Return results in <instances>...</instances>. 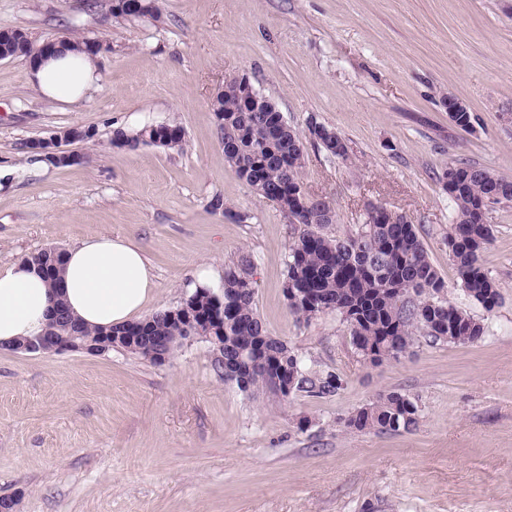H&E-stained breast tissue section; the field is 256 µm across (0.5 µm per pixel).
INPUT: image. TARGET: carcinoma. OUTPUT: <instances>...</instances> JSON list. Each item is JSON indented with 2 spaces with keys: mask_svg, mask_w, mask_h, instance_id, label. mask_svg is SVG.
<instances>
[{
  "mask_svg": "<svg viewBox=\"0 0 512 512\" xmlns=\"http://www.w3.org/2000/svg\"><path fill=\"white\" fill-rule=\"evenodd\" d=\"M215 113L222 132L221 144L235 173L262 197L276 198L279 210L300 232L288 247L284 295L295 294L290 311L307 320L325 312H336L346 323L354 348L372 364L395 359L421 332L434 341L474 343L485 335V327L470 313L445 297V282L434 267L419 238L416 226L402 217L392 220L383 209L367 215L361 228L344 237H332L321 228L335 221L334 210L301 191L306 166L304 137L290 128L280 112H247L237 90L228 86L218 100ZM321 123L310 122L309 132L325 153L333 152L321 131ZM68 143L89 141L95 131L82 127L60 130ZM112 142L136 148L141 144L169 149L185 143L179 125L160 124L137 130L118 129ZM439 181L444 183L455 205V224L448 236V256L462 288L485 308H492L499 291L495 279L480 263V253L492 239V227L483 209L491 199L512 198V181L493 180L485 171L465 162H450ZM62 248H45L27 256L49 284L58 287ZM251 264L224 271V315L213 317L218 298L208 287H199L184 300L197 312L188 323L164 309L148 318L109 330L79 324L85 340L96 343L113 337L125 352L155 362L157 344L166 342V355L192 336L209 331L224 336V358L243 352L236 364L238 388L288 399L282 385L329 395L341 388L338 375L309 376L304 356L287 342L270 335L256 309V290ZM417 404L406 394L390 392L350 413L345 427L354 432L410 430L418 423Z\"/></svg>",
  "mask_w": 512,
  "mask_h": 512,
  "instance_id": "obj_1",
  "label": "carcinoma"
}]
</instances>
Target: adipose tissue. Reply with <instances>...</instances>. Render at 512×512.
Returning <instances> with one entry per match:
<instances>
[{
	"label": "adipose tissue",
	"mask_w": 512,
	"mask_h": 512,
	"mask_svg": "<svg viewBox=\"0 0 512 512\" xmlns=\"http://www.w3.org/2000/svg\"><path fill=\"white\" fill-rule=\"evenodd\" d=\"M30 80L47 100L72 104L100 81L95 57L61 49L33 65ZM63 299L85 325L110 328L140 316L155 293V273L130 239L98 235L71 246L61 273ZM53 307V290L25 260L0 272V348L42 335Z\"/></svg>",
	"instance_id": "adipose-tissue-1"
}]
</instances>
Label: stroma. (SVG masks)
<instances>
[{
	"mask_svg": "<svg viewBox=\"0 0 512 512\" xmlns=\"http://www.w3.org/2000/svg\"><path fill=\"white\" fill-rule=\"evenodd\" d=\"M111 0H0V30L35 45L106 43L99 89L75 105L44 99L25 58L0 60V271L40 249L101 234L138 245L156 276L147 313L178 308L197 271L249 258L269 333L336 393L247 395L212 346L189 340L158 365L115 349L0 350V496L17 512H512V202L488 208L480 262L498 284L485 308L448 257L449 162L512 181V0H159L127 22ZM244 75L288 124L334 129L347 159L308 144L303 186L331 202L328 235L356 232L367 206L406 215L449 301L484 324L475 343L416 336L374 365L339 314L298 319L283 293L294 228L225 159L210 107ZM467 104L463 130L440 102ZM184 128V149L112 144L117 128ZM80 162L58 166L30 143L70 127ZM223 209H213L214 200ZM414 398L409 431L350 432L378 395Z\"/></svg>",
	"mask_w": 512,
	"mask_h": 512,
	"instance_id": "stroma-1",
	"label": "stroma"
}]
</instances>
